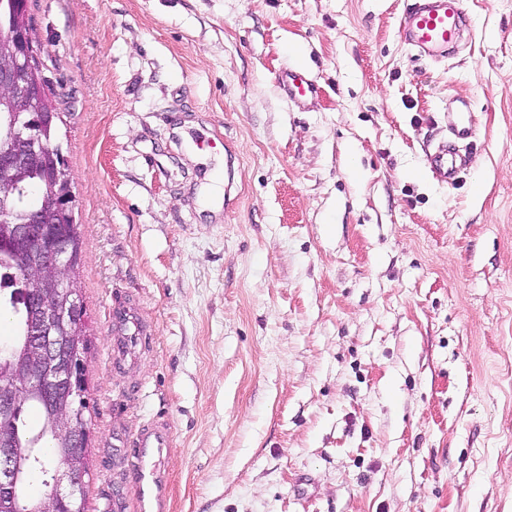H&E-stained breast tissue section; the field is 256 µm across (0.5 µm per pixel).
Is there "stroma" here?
<instances>
[{"mask_svg":"<svg viewBox=\"0 0 512 512\" xmlns=\"http://www.w3.org/2000/svg\"><path fill=\"white\" fill-rule=\"evenodd\" d=\"M405 3L28 0L82 241L86 512H133L112 435L159 416L169 512H512V0H466L440 61ZM460 100L450 187L427 156ZM276 83L288 98L302 100L318 93V84L302 72L281 71L275 77ZM452 129L455 136L462 140L474 136L470 104L467 101H459L457 110L453 113ZM146 326L141 322L135 305L119 298L112 303V336L109 341V356L112 366L120 369L132 360L138 346L146 338Z\"/></svg>","mask_w":512,"mask_h":512,"instance_id":"obj_1","label":"stroma"}]
</instances>
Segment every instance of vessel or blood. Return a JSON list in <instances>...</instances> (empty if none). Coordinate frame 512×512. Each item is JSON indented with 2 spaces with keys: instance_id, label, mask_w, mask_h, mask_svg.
Masks as SVG:
<instances>
[{
  "instance_id": "1",
  "label": "vessel or blood",
  "mask_w": 512,
  "mask_h": 512,
  "mask_svg": "<svg viewBox=\"0 0 512 512\" xmlns=\"http://www.w3.org/2000/svg\"><path fill=\"white\" fill-rule=\"evenodd\" d=\"M464 0H408L399 30L407 45L419 54L440 58L449 47L457 45L466 29ZM286 97L301 100L318 93V84L301 72L282 71L275 77ZM452 129L459 139L473 137L474 128L468 102H459L453 114ZM473 162L448 146L439 147L429 156L431 170L442 183H453L461 169ZM147 332L134 304L119 298L112 304V336L109 356L114 368L132 360ZM168 422L156 420L144 425L129 440L135 462L128 477L134 488L136 512H166L167 489L161 467L171 438Z\"/></svg>"
}]
</instances>
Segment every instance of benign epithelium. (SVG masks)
Returning <instances> with one entry per match:
<instances>
[{
  "label": "benign epithelium",
  "instance_id": "benign-epithelium-1",
  "mask_svg": "<svg viewBox=\"0 0 512 512\" xmlns=\"http://www.w3.org/2000/svg\"><path fill=\"white\" fill-rule=\"evenodd\" d=\"M9 25L0 29V93L14 97L13 114L0 128V224L9 225L0 245L24 253L27 269L37 272L28 283L29 333L24 358L0 375V512H13L22 484V450L10 426L19 414L27 390L63 424L64 454L47 492L53 512H84V458L74 453L91 436L89 401L82 355L85 313L75 274V245L65 222L75 195L60 144L50 138L57 112L44 78L33 66V46L27 27V0H10ZM31 174L41 175L44 195L53 206L27 212L20 223L11 220L15 186Z\"/></svg>",
  "mask_w": 512,
  "mask_h": 512
}]
</instances>
